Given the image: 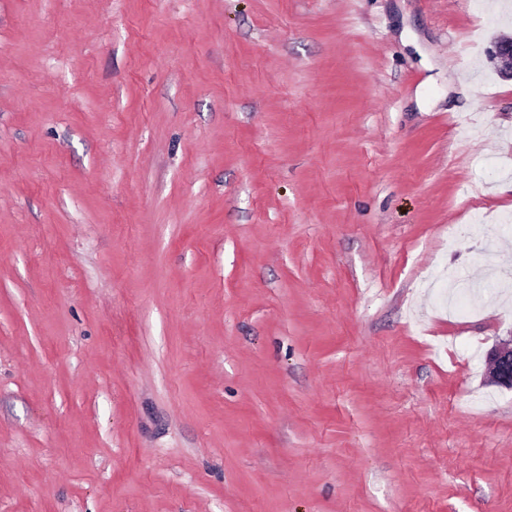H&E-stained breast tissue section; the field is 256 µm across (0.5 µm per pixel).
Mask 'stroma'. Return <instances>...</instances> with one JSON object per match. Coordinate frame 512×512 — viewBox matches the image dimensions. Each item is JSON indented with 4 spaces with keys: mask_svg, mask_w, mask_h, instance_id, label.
<instances>
[{
    "mask_svg": "<svg viewBox=\"0 0 512 512\" xmlns=\"http://www.w3.org/2000/svg\"><path fill=\"white\" fill-rule=\"evenodd\" d=\"M512 0H0V512H512ZM489 56L502 77L512 79V37H498L493 43ZM490 382L512 389V339L499 342L487 354Z\"/></svg>",
    "mask_w": 512,
    "mask_h": 512,
    "instance_id": "35a3bbf8",
    "label": "stroma"
}]
</instances>
